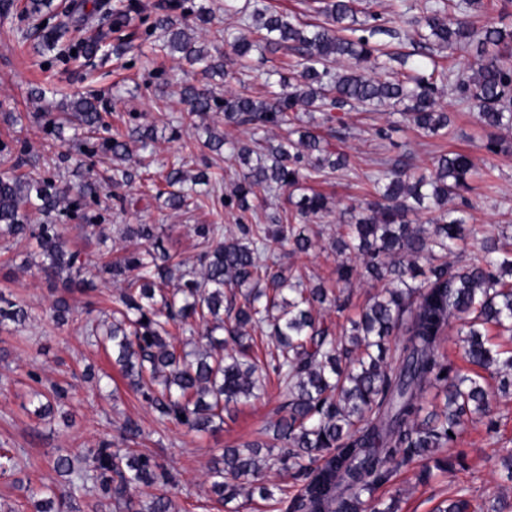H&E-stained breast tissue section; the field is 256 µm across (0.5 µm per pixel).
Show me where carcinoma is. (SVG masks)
Segmentation results:
<instances>
[{
	"instance_id": "obj_1",
	"label": "carcinoma",
	"mask_w": 512,
	"mask_h": 512,
	"mask_svg": "<svg viewBox=\"0 0 512 512\" xmlns=\"http://www.w3.org/2000/svg\"><path fill=\"white\" fill-rule=\"evenodd\" d=\"M316 24L280 13L258 3L239 18L235 31L216 28L213 37L229 48L197 46L184 18L165 13L154 29L162 32L160 49L182 54L206 75L224 76L238 88L219 100L188 80L181 81L180 97L188 105L179 123L193 125L195 118L222 110L224 122L243 127L248 142L207 133L203 147L221 155L229 151L239 171L224 208L244 215L260 201L282 190L296 193L291 201L297 224H237L238 234H224L222 224H195L200 251L191 267L175 261L162 248L159 224H125L117 229L137 248L117 261L101 266L100 273L119 286L112 298V319L91 325L95 342L112 348L128 385L155 413L159 424L174 423L189 432H206L224 412L243 401L266 395L265 378L274 374L280 396L279 417L264 430L272 442L247 441L224 448L211 469L210 491L216 501L229 503L242 493L263 499L274 492L263 474L278 468L301 479L287 506L289 512H394L393 504L374 499L377 488L392 482L401 467L419 464L421 477L431 468L450 466L438 452L452 444L466 424L489 416L490 403L499 393L512 390V345L494 341L506 336L512 342V249L508 224H491L470 249L467 262L451 261L474 236L466 226L464 211L472 207L470 194L474 163L463 153L431 157L427 175L408 173L411 164L379 161L365 175L370 183L365 199L341 212L343 231L331 247L340 257L360 261L364 275L384 283L341 339L331 336L320 319L324 307L342 312L348 297L344 289L309 286L293 267L270 261L272 242H285L290 253L306 255L320 234L315 222L333 209L328 197L308 186L336 173H356L351 156L333 146L308 126H294L301 112L322 113L323 123L334 113L364 108L380 111L399 107V121L426 137L448 129V113L439 101L447 88L457 103L475 112L486 128L512 130V30L487 16L473 25L483 0H422L408 5L391 0L385 12L360 8V0H311ZM109 27L120 28L131 7L99 5ZM364 20L358 19V14ZM78 17L68 25L38 29L47 46L59 48L68 60L72 52L91 54L96 44L74 41ZM384 35L418 45L417 54L378 55L374 38ZM475 48L476 61L460 67L440 66L433 51L452 54ZM284 50L272 60L280 75L256 95L240 78L247 59L257 51ZM288 72V77L281 76ZM101 100L75 91L63 111L43 112L46 123L66 147L59 164L78 177L61 186L52 178L35 176L23 168L31 165L28 150L13 154L0 146L11 162L0 173V234L34 239L43 261L38 274L47 287L62 294L52 304L56 322L66 320L71 306L66 294L90 296L98 290L94 278L84 275L81 253L69 248L65 229L49 219L61 212L81 210L84 202L99 199L102 189H118L139 176L122 165L129 145L146 151L156 140V122H170L167 112L153 121L138 122L89 142L79 131H109ZM291 126L277 143L267 137L271 128ZM73 130L69 137L64 129ZM490 156L512 151V142L491 135L481 146ZM101 153L116 161L111 173L89 178L81 173L87 159ZM165 188L155 198H165L173 211L187 212L210 206V179L205 173L190 175L185 161L164 164ZM47 219L30 223V213ZM426 215L423 224L412 217ZM428 265L419 284L418 262ZM233 285L236 297L224 299V286ZM233 314L224 322V312ZM33 318L29 307L0 296V324H24ZM465 336L464 370L439 358L437 347L451 322ZM275 339L276 352L260 364L249 355L251 333ZM189 334L179 349L170 342L175 333ZM398 339V358L386 362L392 339ZM437 388L444 402L424 404L425 395ZM34 413L52 412L67 389L54 384ZM141 425L127 418L120 426L119 447L108 439L88 449L92 466L58 453L53 470L66 479L69 499L55 488L30 490L41 495L36 512H65L68 501L87 488L96 492L100 505L112 512H180L179 487L172 474L154 456L131 448L142 436ZM435 512H483L482 505L457 494Z\"/></svg>"
}]
</instances>
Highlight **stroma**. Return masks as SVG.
<instances>
[{"instance_id": "1", "label": "stroma", "mask_w": 512, "mask_h": 512, "mask_svg": "<svg viewBox=\"0 0 512 512\" xmlns=\"http://www.w3.org/2000/svg\"><path fill=\"white\" fill-rule=\"evenodd\" d=\"M129 25L112 33L97 57L91 60L62 61L57 50L45 47L34 36L36 20L24 11L25 0H14L10 12L0 15V140L12 150L27 147L36 160L37 171L54 174L53 162L61 150L59 141L47 132L38 114L42 105L30 98L33 87L53 90L55 103L80 89L98 94L110 112L113 128L122 130L132 115L168 112L180 116L186 107L180 101L178 79L182 60L153 52L159 34L152 23L162 8L179 6L181 13L199 8L211 11L215 27L230 25L224 15V0H135ZM441 102L454 113L447 136L425 137L412 127L398 124L390 112L345 113L351 135L343 145L353 156L357 175L338 174L318 182L317 188L340 204L361 201L366 187L362 173L372 171L377 152L397 159L412 153L416 159L413 175L424 171L431 155L443 152L470 153L479 170L474 185H482L484 172H491L493 188L475 199L466 221L474 227L499 223L503 215H512V155L489 157L481 149L488 135L472 112L458 108L451 92H444ZM391 126L388 140L377 143L373 128ZM199 130L184 125L173 128L158 125L153 153L135 152L131 165L157 171L164 161L185 157L190 173L201 171L216 179L219 193L230 192L236 165L199 147ZM145 182L137 181L123 188V201L101 199L89 205L100 215V229L106 244L86 239L79 229H69L72 249L81 251L89 272H97L103 262L119 258L133 247L132 241L115 231L119 224H159L163 227V246L175 259L195 261L199 251L193 227L214 220L210 210L175 212L162 201L148 197ZM339 214L323 221V235L308 255L294 258L287 247L272 245L270 255L277 263L294 266L306 281L336 287L339 262L330 242L338 230ZM42 256L35 241L21 243L0 238V295L29 306L32 323L0 327V448L11 449L19 462L17 471L0 476V512H33L23 483L57 486L52 468L57 449L85 456L106 436H119V424L131 418L139 422L144 436L140 448L153 454L176 476L179 503L184 512H227L209 492L208 470L213 456L225 446L251 440L260 435L278 416L282 402L276 387H269L260 401L238 404L225 414L216 430L190 434L183 427L159 426L153 411L134 393L111 356L91 345L85 333L89 319L86 298L80 293L69 297L72 312L64 325H57L50 307L53 297L36 266ZM382 283L366 278L354 279L344 312L326 308L322 316L333 334H341L348 319L356 317L371 296L380 292ZM60 384L67 388L64 417L38 418L30 413V399L38 385ZM491 416L496 431H487L485 423L467 424L453 445L449 456L462 455L463 462L452 471L435 472L427 483H419L416 467L398 470L391 484L376 490L379 499L398 495V512H434L448 496L461 492L476 501L493 502L500 496L512 497V482L504 481L500 458L503 449L512 448V393L499 397Z\"/></svg>"}]
</instances>
